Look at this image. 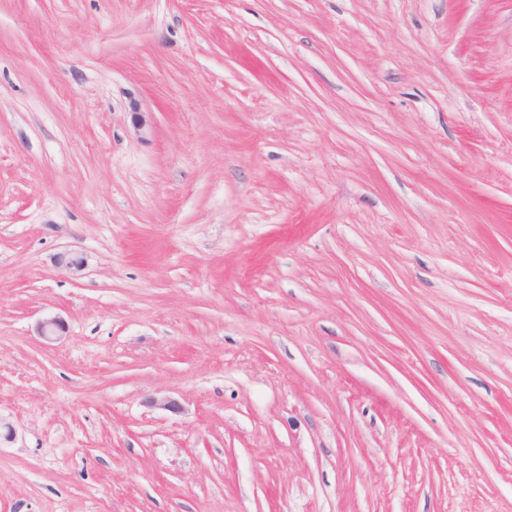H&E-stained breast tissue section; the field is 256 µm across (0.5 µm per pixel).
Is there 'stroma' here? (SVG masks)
I'll return each mask as SVG.
<instances>
[{"label":"stroma","instance_id":"1","mask_svg":"<svg viewBox=\"0 0 512 512\" xmlns=\"http://www.w3.org/2000/svg\"><path fill=\"white\" fill-rule=\"evenodd\" d=\"M0 420V512H512V0H0Z\"/></svg>","mask_w":512,"mask_h":512}]
</instances>
